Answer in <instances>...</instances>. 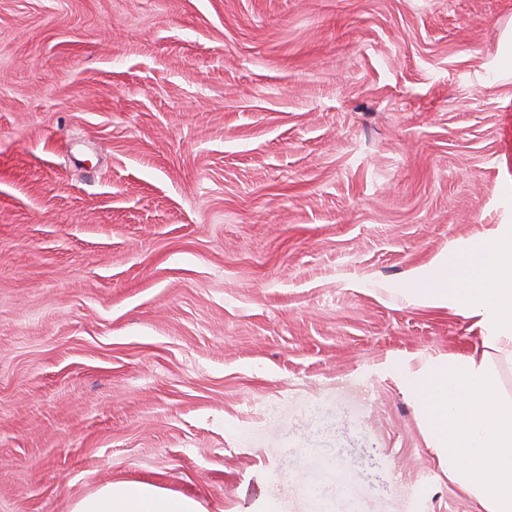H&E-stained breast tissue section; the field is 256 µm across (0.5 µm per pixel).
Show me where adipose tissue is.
<instances>
[{"label":"adipose tissue","instance_id":"1","mask_svg":"<svg viewBox=\"0 0 512 512\" xmlns=\"http://www.w3.org/2000/svg\"><path fill=\"white\" fill-rule=\"evenodd\" d=\"M466 263L436 255L415 269L404 294L423 307L451 308L473 318L486 345L512 352V225L468 246ZM69 512H207L196 498L145 482L106 484L76 499Z\"/></svg>","mask_w":512,"mask_h":512}]
</instances>
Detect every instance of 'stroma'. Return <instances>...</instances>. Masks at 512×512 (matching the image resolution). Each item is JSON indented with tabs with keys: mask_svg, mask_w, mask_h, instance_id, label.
<instances>
[{
	"mask_svg": "<svg viewBox=\"0 0 512 512\" xmlns=\"http://www.w3.org/2000/svg\"><path fill=\"white\" fill-rule=\"evenodd\" d=\"M512 0H0V512H481L384 291L512 225ZM335 467L342 482L322 479ZM69 512H208L196 498L145 482L105 484L76 499Z\"/></svg>",
	"mask_w": 512,
	"mask_h": 512,
	"instance_id": "35a3bbf8",
	"label": "stroma"
}]
</instances>
